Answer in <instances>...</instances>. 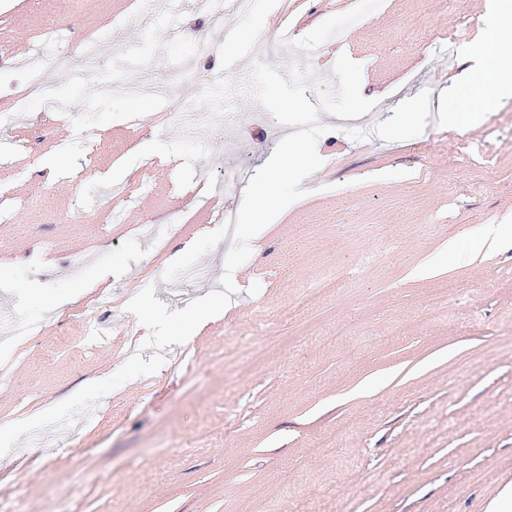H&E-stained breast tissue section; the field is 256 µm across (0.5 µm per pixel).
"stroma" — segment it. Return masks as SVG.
Returning a JSON list of instances; mask_svg holds the SVG:
<instances>
[{
  "instance_id": "obj_1",
  "label": "stroma",
  "mask_w": 512,
  "mask_h": 512,
  "mask_svg": "<svg viewBox=\"0 0 512 512\" xmlns=\"http://www.w3.org/2000/svg\"><path fill=\"white\" fill-rule=\"evenodd\" d=\"M206 2L0 0V322L41 325L0 331V427L150 358L125 309L146 286L172 310L220 287V216L291 129L237 94L216 135L164 84L262 62L334 86L344 53L376 105L356 126L320 113L323 164L251 241L221 314L0 456V512H489L512 485V246L448 247L512 225V98L463 127L437 112L487 0H378L340 43L358 0H254L207 24ZM249 23L263 37L225 39ZM100 38L97 71L56 67ZM118 77L137 92L104 95Z\"/></svg>"
}]
</instances>
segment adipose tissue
<instances>
[{
  "label": "adipose tissue",
  "mask_w": 512,
  "mask_h": 512,
  "mask_svg": "<svg viewBox=\"0 0 512 512\" xmlns=\"http://www.w3.org/2000/svg\"><path fill=\"white\" fill-rule=\"evenodd\" d=\"M512 0H494L486 20V36L468 55L474 62V75L466 84L452 86L453 108L444 109L448 124L461 126L475 122L479 113L512 95Z\"/></svg>",
  "instance_id": "adipose-tissue-1"
}]
</instances>
